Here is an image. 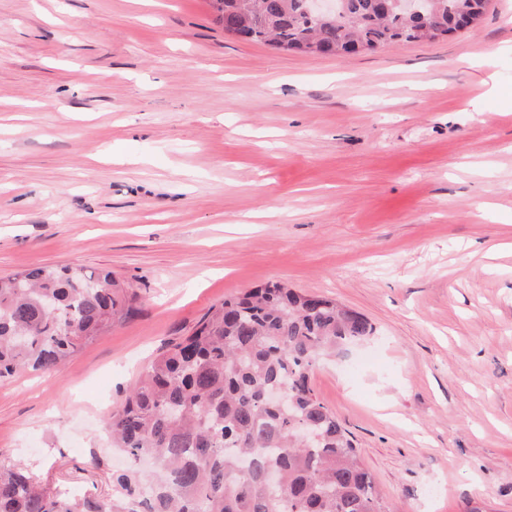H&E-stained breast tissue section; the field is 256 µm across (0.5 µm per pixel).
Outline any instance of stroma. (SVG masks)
<instances>
[{
	"label": "stroma",
	"instance_id": "1",
	"mask_svg": "<svg viewBox=\"0 0 512 512\" xmlns=\"http://www.w3.org/2000/svg\"><path fill=\"white\" fill-rule=\"evenodd\" d=\"M62 265L139 311L0 382L1 461L111 499L139 373L284 281L376 328L311 386L392 512H512V0L342 58L238 40L211 0H0V276Z\"/></svg>",
	"mask_w": 512,
	"mask_h": 512
}]
</instances>
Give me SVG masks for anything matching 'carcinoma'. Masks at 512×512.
<instances>
[{
	"instance_id": "cac0c4a2",
	"label": "carcinoma",
	"mask_w": 512,
	"mask_h": 512,
	"mask_svg": "<svg viewBox=\"0 0 512 512\" xmlns=\"http://www.w3.org/2000/svg\"><path fill=\"white\" fill-rule=\"evenodd\" d=\"M228 35L301 55L343 56L444 39L488 0H429L415 24L398 6L340 0L310 21L304 0H216ZM51 298L55 310L45 307ZM110 271L37 267L0 277V380L59 372L138 311ZM375 327L325 296L270 282L212 305L147 366L108 418L126 457L109 501L71 499L21 463L0 462V512H391L348 432L315 394L318 361Z\"/></svg>"
}]
</instances>
